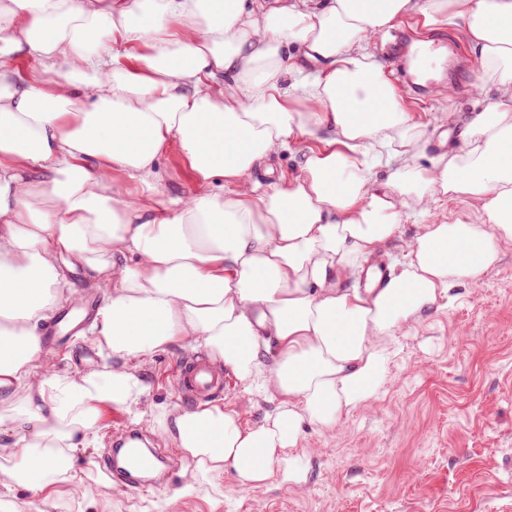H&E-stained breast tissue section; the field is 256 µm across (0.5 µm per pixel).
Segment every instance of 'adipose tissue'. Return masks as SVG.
<instances>
[{
	"label": "adipose tissue",
	"mask_w": 512,
	"mask_h": 512,
	"mask_svg": "<svg viewBox=\"0 0 512 512\" xmlns=\"http://www.w3.org/2000/svg\"><path fill=\"white\" fill-rule=\"evenodd\" d=\"M412 13L457 21L478 62L472 95L496 94L463 147L428 166L421 125L368 50ZM117 40L141 46L134 64ZM29 59L41 74L19 70ZM173 147L228 193L158 208L156 162ZM285 147L296 174L257 181ZM117 173L132 191L113 192ZM440 198L469 201L482 223L434 218ZM413 216L424 223L402 239ZM397 238L398 273L348 287ZM506 244L512 0H0V434L15 461L0 512H51L60 482L80 497L71 460L96 445L108 406L161 432L191 481L300 482L290 450L305 425L336 430L375 398L394 336L455 285L481 286ZM66 256L109 292L87 340L110 368L42 363ZM175 343L258 392L262 420L147 404L137 363Z\"/></svg>",
	"instance_id": "ef3b65f1"
}]
</instances>
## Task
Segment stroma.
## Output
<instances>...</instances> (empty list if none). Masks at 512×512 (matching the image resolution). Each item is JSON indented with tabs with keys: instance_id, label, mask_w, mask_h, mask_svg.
I'll list each match as a JSON object with an SVG mask.
<instances>
[{
	"instance_id": "stroma-1",
	"label": "stroma",
	"mask_w": 512,
	"mask_h": 512,
	"mask_svg": "<svg viewBox=\"0 0 512 512\" xmlns=\"http://www.w3.org/2000/svg\"><path fill=\"white\" fill-rule=\"evenodd\" d=\"M383 71L402 104L424 126L425 155L457 146L458 132L484 107L463 72L451 100L414 95L391 64ZM157 169L164 197L200 192L177 152ZM448 310L431 312L397 333L381 392L333 431L306 426L291 454L305 479L273 475L243 490L224 476L220 490L186 489L182 473L165 483L146 478L137 490L106 482L103 446L73 458L83 494L59 493L53 512H512V244L480 287L454 288ZM189 350L173 345L144 360L148 402L159 408L189 403L172 375ZM60 372L103 369L97 350L76 339L67 351L45 350Z\"/></svg>"
}]
</instances>
